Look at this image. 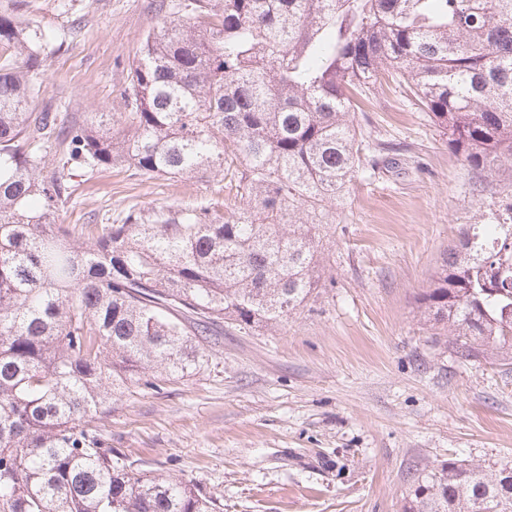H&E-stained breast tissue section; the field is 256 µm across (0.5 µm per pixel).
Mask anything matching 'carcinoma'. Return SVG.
Returning a JSON list of instances; mask_svg holds the SVG:
<instances>
[{
	"mask_svg": "<svg viewBox=\"0 0 512 512\" xmlns=\"http://www.w3.org/2000/svg\"><path fill=\"white\" fill-rule=\"evenodd\" d=\"M166 8L129 65L127 111L65 127L31 111L51 36L0 12V512H220L192 482L133 468L93 418L146 376L193 375L214 323L277 325L308 299L371 91L405 86L472 174L512 170V0ZM112 164L215 173L233 205L131 210L76 243L55 222L72 168ZM421 301L457 357L512 355V192L462 225ZM405 512H512V461L433 466Z\"/></svg>",
	"mask_w": 512,
	"mask_h": 512,
	"instance_id": "carcinoma-1",
	"label": "carcinoma"
}]
</instances>
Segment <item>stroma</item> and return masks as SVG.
Masks as SVG:
<instances>
[{
    "mask_svg": "<svg viewBox=\"0 0 512 512\" xmlns=\"http://www.w3.org/2000/svg\"><path fill=\"white\" fill-rule=\"evenodd\" d=\"M157 0H25L60 51L35 109L69 123L124 111L127 69ZM355 122L365 167L331 216L318 288L273 328L228 325L195 376L132 386L98 424L139 468L217 497L224 512H403L425 467L512 460V359L464 362L436 342L419 299L484 192L428 113L378 89ZM57 221L77 241L129 208L223 200L212 173L146 178L77 169Z\"/></svg>",
    "mask_w": 512,
    "mask_h": 512,
    "instance_id": "stroma-1",
    "label": "stroma"
}]
</instances>
